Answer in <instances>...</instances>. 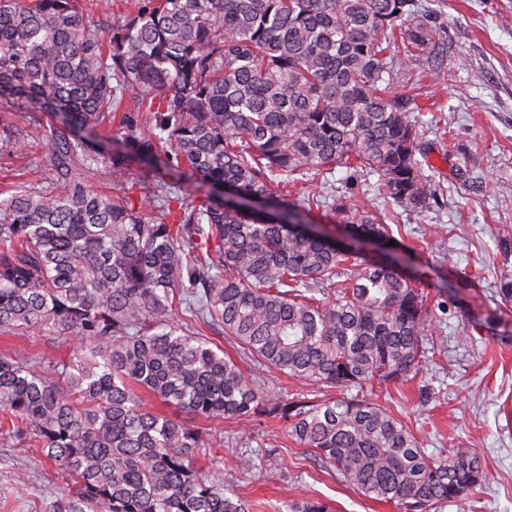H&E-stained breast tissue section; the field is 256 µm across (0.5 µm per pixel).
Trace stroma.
I'll return each mask as SVG.
<instances>
[{
  "label": "stroma",
  "mask_w": 512,
  "mask_h": 512,
  "mask_svg": "<svg viewBox=\"0 0 512 512\" xmlns=\"http://www.w3.org/2000/svg\"><path fill=\"white\" fill-rule=\"evenodd\" d=\"M430 24L434 52L396 62L392 99L418 120V160L434 198L424 208L384 204L376 176L336 169L313 219L338 240L347 234L333 211L341 195L364 210L386 208L394 241L363 256L400 257L402 273L426 296V356L417 374L374 388V400L403 420L427 453L445 457L476 451L485 479L439 512H512V0H443ZM442 69L444 81L431 73ZM51 146L27 156L0 142V191L24 183L46 188L55 168ZM71 344L43 330H0V355L32 353L67 359ZM259 385L275 384L309 400L357 395V388L317 386L254 364ZM190 428L220 440L207 466L224 475L227 493L249 500L253 512H288L294 498H320L336 512H398L370 499L324 468L289 439L279 419L242 425L231 419L189 420ZM261 468L240 467L246 449ZM68 491L54 464L0 428V512H59Z\"/></svg>",
  "instance_id": "35a3bbf8"
}]
</instances>
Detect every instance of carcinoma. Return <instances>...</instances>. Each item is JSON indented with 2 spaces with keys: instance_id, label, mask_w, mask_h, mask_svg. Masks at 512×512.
Segmentation results:
<instances>
[{
  "instance_id": "carcinoma-1",
  "label": "carcinoma",
  "mask_w": 512,
  "mask_h": 512,
  "mask_svg": "<svg viewBox=\"0 0 512 512\" xmlns=\"http://www.w3.org/2000/svg\"><path fill=\"white\" fill-rule=\"evenodd\" d=\"M102 28L80 0H0V101L47 114L60 141L51 185L0 198V328L49 329L77 345L67 362L0 357V413L12 433L71 476L64 512H249L199 458L217 445L147 407V392L191 418L276 412L288 437L365 496L433 512L484 480L478 454L426 453L408 426L362 396L309 401L260 387L212 342L171 319L220 326L244 357L335 387L396 381L425 357L426 300L392 262L310 232L312 205L271 184L338 167L378 176L409 208L432 192L411 113L386 97L387 58L429 45L419 0H131ZM129 99L149 136L122 127L147 165L88 148ZM67 129L58 131L54 121ZM209 187L177 223L145 217L127 190L161 158ZM104 164L118 192L74 168ZM229 190L237 206L213 193ZM360 237L387 240L381 215L336 198ZM336 288L332 305L315 285ZM288 512H334L314 498Z\"/></svg>"
}]
</instances>
